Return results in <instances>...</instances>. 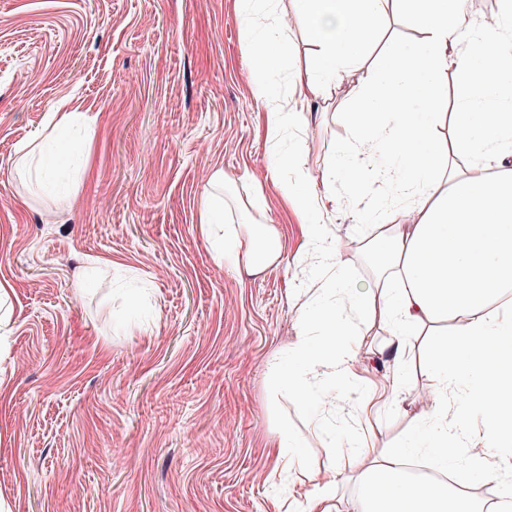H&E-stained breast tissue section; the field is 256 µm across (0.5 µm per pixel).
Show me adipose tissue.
Returning <instances> with one entry per match:
<instances>
[{"label":"adipose tissue","mask_w":512,"mask_h":512,"mask_svg":"<svg viewBox=\"0 0 512 512\" xmlns=\"http://www.w3.org/2000/svg\"><path fill=\"white\" fill-rule=\"evenodd\" d=\"M310 47L305 97H322L339 68L358 62L380 21L396 0H292ZM419 20L417 40L391 45L382 64L366 69L359 101L349 114V138L336 157L349 184L365 190L370 167L386 159L385 178L407 197L401 219L381 224L371 241L376 269L372 283H337L348 306L330 302L296 336L287 374L296 397L319 408L335 407L337 390L357 391L358 359L345 341L354 317L391 322L387 356L399 360L402 338L452 320L449 343L435 345L428 367L435 405L412 438L380 453L358 471L355 512H483L470 494L447 483L408 488L402 464L425 451L432 466L481 470L489 459H512V304L499 303L512 285V71L499 62L501 46L512 43V17L493 26L467 21L460 0H406ZM254 65L251 82L264 102L261 125L276 141L292 111L274 94L271 72L288 47L267 34L250 32ZM456 69L467 93L457 104L455 126L470 161L450 167L435 138L434 103L449 69ZM75 118L50 117L30 140L19 144V161L36 184L64 188L69 156L59 144ZM296 204L303 213L301 234L318 248L320 261L335 263L336 243L316 216L324 196L300 185ZM199 230L218 261L255 275L280 264L284 245L275 225L225 226L224 204L216 195L202 200ZM479 413L488 425L471 439L468 420Z\"/></svg>","instance_id":"1"}]
</instances>
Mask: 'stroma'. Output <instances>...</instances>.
<instances>
[{
    "label": "stroma",
    "instance_id": "obj_1",
    "mask_svg": "<svg viewBox=\"0 0 512 512\" xmlns=\"http://www.w3.org/2000/svg\"><path fill=\"white\" fill-rule=\"evenodd\" d=\"M238 0H0V283L11 307L0 350V506L5 512H299L319 469L344 472L412 434L425 414L429 339L407 336L397 403L365 414L342 394L323 414L269 371L317 304L327 275L302 245L273 153L329 175L322 222L340 244L337 273L369 282L366 244L400 207L390 186L366 195L332 175L362 76L418 25L405 6L383 22L364 62L342 67L329 93L304 100L308 51L291 0L254 23L287 43L272 73L278 98L301 110L268 142L250 80ZM466 93L455 71L436 140L463 166L451 118ZM83 113L81 154L67 187L31 189L14 166L59 103ZM224 171V221L272 224L279 266L253 278L216 260L199 232L201 200ZM392 327L355 322L350 345L382 375ZM302 439L304 464L282 472L268 448L281 429Z\"/></svg>",
    "mask_w": 512,
    "mask_h": 512
}]
</instances>
